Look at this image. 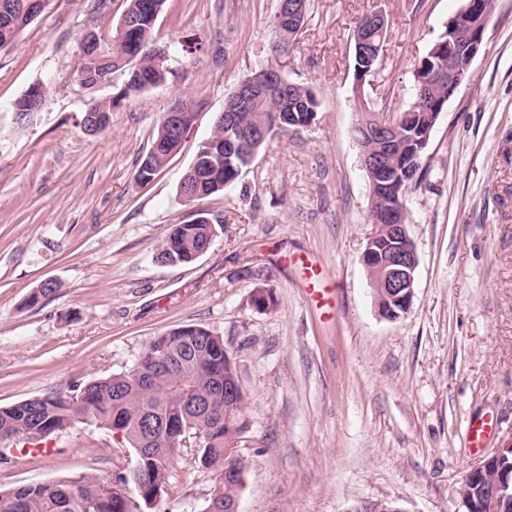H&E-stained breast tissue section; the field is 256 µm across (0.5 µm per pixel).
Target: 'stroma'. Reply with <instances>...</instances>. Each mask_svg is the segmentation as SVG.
<instances>
[{
	"instance_id": "35a3bbf8",
	"label": "stroma",
	"mask_w": 512,
	"mask_h": 512,
	"mask_svg": "<svg viewBox=\"0 0 512 512\" xmlns=\"http://www.w3.org/2000/svg\"><path fill=\"white\" fill-rule=\"evenodd\" d=\"M464 0H309L290 52L274 56L278 0H167L155 26L164 85L120 98L122 75L93 90L76 68L81 35L115 34L126 0H49L0 51V406L76 395L132 368L161 333L199 325L223 337L247 395L248 460L239 512H349L393 499L405 512H459L476 460L470 418L512 442V0H495L484 47L431 134L407 197L418 255L414 297L382 318L362 254L373 229L352 129L353 32L381 11L372 107L407 104L412 72ZM275 63L320 101L309 128L276 137L223 194L190 203L178 186L224 101ZM44 83L42 112L13 102ZM114 107L84 133L90 100ZM199 106L179 152L146 184L138 159L178 101ZM208 214L215 237L191 263L157 260L169 225ZM334 284L331 312L304 288L302 258ZM59 291L28 305L43 283ZM274 304L256 309V289ZM52 456L0 454V491L69 475L128 473L135 453L93 424L52 434ZM217 484L196 448L177 451L150 512H204Z\"/></svg>"
}]
</instances>
